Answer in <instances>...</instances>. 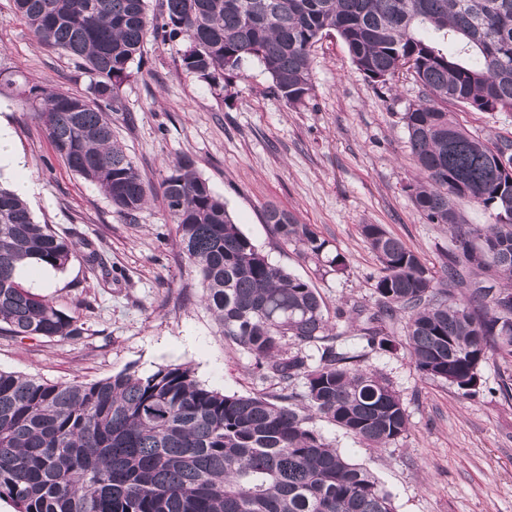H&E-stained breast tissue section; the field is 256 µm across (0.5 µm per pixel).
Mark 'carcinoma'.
I'll list each match as a JSON object with an SVG mask.
<instances>
[{
	"label": "carcinoma",
	"mask_w": 512,
	"mask_h": 512,
	"mask_svg": "<svg viewBox=\"0 0 512 512\" xmlns=\"http://www.w3.org/2000/svg\"><path fill=\"white\" fill-rule=\"evenodd\" d=\"M160 7L151 17L146 0H14L40 44L95 75L85 95L29 89V115L70 170L127 218L154 195L114 140L111 117L123 109L120 88L148 33L184 36L183 68L213 84L258 60L290 106L311 95L312 48L334 33L371 83L407 73L422 87L423 99L403 116L422 175L409 191L428 221L448 225L454 250L444 276L465 293L455 297L382 225H361L380 262V301L338 312L359 322L358 350L333 332L315 289L272 265L182 156L160 190L201 302L224 341L285 392L227 395L199 382L186 363L89 383L0 368V500L14 512H395L372 473L326 443L313 420L373 448L407 433L400 396L365 364L367 351L396 347L385 327L400 315L426 379L469 393L483 364L512 358V289L468 283L460 268L512 280V143L489 145L448 111L450 103L512 111V0H160ZM458 199L492 211L494 223H464ZM265 219L305 255L326 248L283 210L269 206ZM74 253L73 241L0 186V332L83 336L76 317L15 274L31 263L63 270ZM288 341L320 348L319 359L284 350Z\"/></svg>",
	"instance_id": "carcinoma-1"
}]
</instances>
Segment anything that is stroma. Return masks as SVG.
<instances>
[{
    "mask_svg": "<svg viewBox=\"0 0 512 512\" xmlns=\"http://www.w3.org/2000/svg\"><path fill=\"white\" fill-rule=\"evenodd\" d=\"M186 45L148 38L141 67L121 86L125 109L112 115L117 140L147 181L159 185L176 158L192 157L240 230L269 262L316 288L326 317L348 336L355 328L337 318V309L378 300L372 277L380 264L361 225H383L442 277L448 228L428 222L407 190L420 178L403 120L422 98L411 76L373 85L330 34L313 48L312 96L292 107L271 92L269 75L254 59L217 86L186 72ZM0 75L17 82L0 93V115L9 119L39 186L27 204L36 221L78 243L65 270L23 283L85 328L76 342L0 333V368L48 382H94L129 367L146 376L187 363L202 384L230 395L279 393L275 379L259 380L250 357L219 335L178 256L176 226L161 196L135 218L124 217L97 186L54 157L45 128L25 116L20 89L84 93L93 77L41 46L14 15L12 0H0ZM450 110L486 142L512 140V112L459 104ZM270 205L310 225L327 244L323 258L284 244L265 221ZM91 248L105 270L87 265ZM338 254L346 262L341 272L327 264ZM366 362L400 395L409 430L390 447L371 448L315 420L326 442L370 470L396 512H512V361L484 364L470 395L422 378L402 346L369 353Z\"/></svg>",
    "mask_w": 512,
    "mask_h": 512,
    "instance_id": "1",
    "label": "stroma"
}]
</instances>
